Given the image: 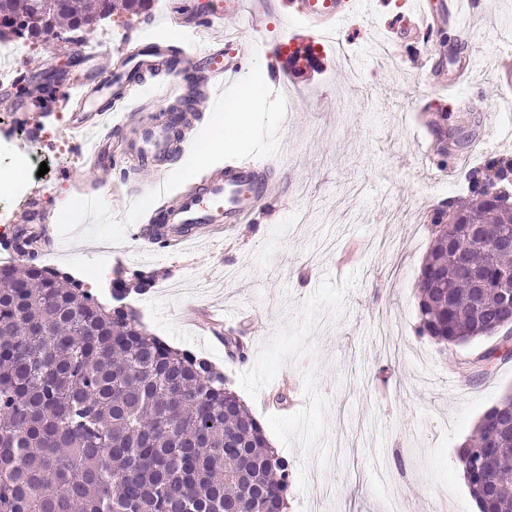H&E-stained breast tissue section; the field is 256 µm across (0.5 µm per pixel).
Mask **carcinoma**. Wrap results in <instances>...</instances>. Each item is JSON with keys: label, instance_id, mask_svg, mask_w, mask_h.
<instances>
[{"label": "carcinoma", "instance_id": "carcinoma-1", "mask_svg": "<svg viewBox=\"0 0 512 512\" xmlns=\"http://www.w3.org/2000/svg\"><path fill=\"white\" fill-rule=\"evenodd\" d=\"M40 0H0L9 21ZM52 22L71 31L112 14V0H53ZM484 171L512 180V159ZM462 215L432 218L418 285V335L460 346L497 337L465 361L492 360L512 331V300L496 288L512 275V247L498 246L512 212L482 198ZM24 271L0 265V512H285L291 471L224 372L164 344L138 313L113 315L77 281L44 268L22 236ZM244 362L248 348L224 337ZM487 463L474 467L475 455ZM459 461L480 512H512V395L489 409Z\"/></svg>", "mask_w": 512, "mask_h": 512}]
</instances>
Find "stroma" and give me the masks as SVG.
<instances>
[{
	"instance_id": "1",
	"label": "stroma",
	"mask_w": 512,
	"mask_h": 512,
	"mask_svg": "<svg viewBox=\"0 0 512 512\" xmlns=\"http://www.w3.org/2000/svg\"><path fill=\"white\" fill-rule=\"evenodd\" d=\"M413 0H371L338 39L360 60L352 82L339 56L292 70L288 90L295 109L284 113L271 61L254 51L238 18L224 29L238 43L225 51L240 68L238 86L260 85L252 105L251 153L266 139L284 195L248 221L210 229L193 247L152 251L138 238L161 206L138 202L149 171L121 155L143 119L162 120L173 82L191 87L192 72L144 77L124 101L109 103L128 125L100 128L112 144L111 161L77 147L67 126L79 94L61 105L37 73L54 69L83 80L79 37L30 45L14 81H0V177L14 176L24 191L0 193V211L12 217L0 233V254L12 251L24 229L15 218L37 199L44 224L25 229L60 244L64 275L91 284L104 303L122 279L147 329L166 344L206 358L221 369L292 468L288 512H383L400 494L412 512H475L459 470V451L482 416L512 394V360L467 380L460 363L486 341L441 348L418 336V276L431 240L433 210L466 199L468 175L489 158H512V132H492L484 112H462L447 92L428 86L416 63L433 59L439 81L472 60L465 93L498 108L493 73L512 45V0H478L479 13L458 35L444 27L432 36L401 38L391 59L377 51L393 18ZM147 14L115 7L105 28L114 37L103 54L121 64L127 49L147 35ZM448 115V151L439 154L430 120ZM223 112L194 109L187 151L165 166L169 195L200 184L207 169L193 163ZM31 166L18 173L17 157ZM48 173H40V165ZM152 285L137 288L144 279ZM223 279V297L199 285ZM243 334L250 359H227L222 336Z\"/></svg>"
}]
</instances>
